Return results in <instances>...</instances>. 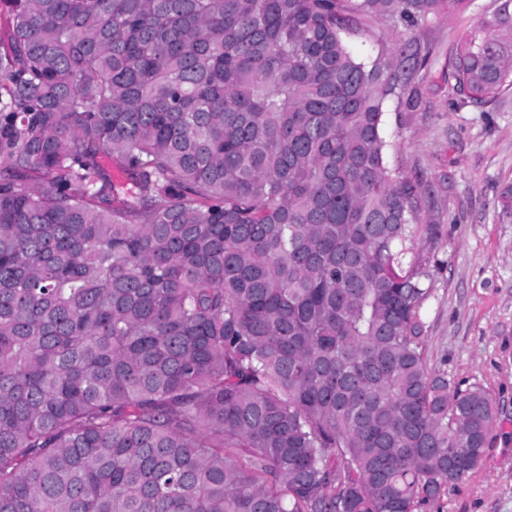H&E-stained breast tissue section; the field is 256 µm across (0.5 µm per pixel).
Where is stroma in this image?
I'll list each match as a JSON object with an SVG mask.
<instances>
[{
	"label": "stroma",
	"instance_id": "stroma-1",
	"mask_svg": "<svg viewBox=\"0 0 512 512\" xmlns=\"http://www.w3.org/2000/svg\"><path fill=\"white\" fill-rule=\"evenodd\" d=\"M502 0H463L408 28L371 17L348 41L363 58L413 43L423 61L385 106L391 168L431 183L415 256L429 273L418 317L431 367L462 386L482 387L496 418L478 466L452 484L442 512H512V89L479 104L456 90L461 37Z\"/></svg>",
	"mask_w": 512,
	"mask_h": 512
}]
</instances>
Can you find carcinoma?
I'll list each match as a JSON object with an SVG mask.
<instances>
[{"label":"carcinoma","instance_id":"obj_1","mask_svg":"<svg viewBox=\"0 0 512 512\" xmlns=\"http://www.w3.org/2000/svg\"><path fill=\"white\" fill-rule=\"evenodd\" d=\"M461 2L0 0V512H420L477 467L386 159L417 52L346 41ZM456 78L512 88V0Z\"/></svg>","mask_w":512,"mask_h":512}]
</instances>
